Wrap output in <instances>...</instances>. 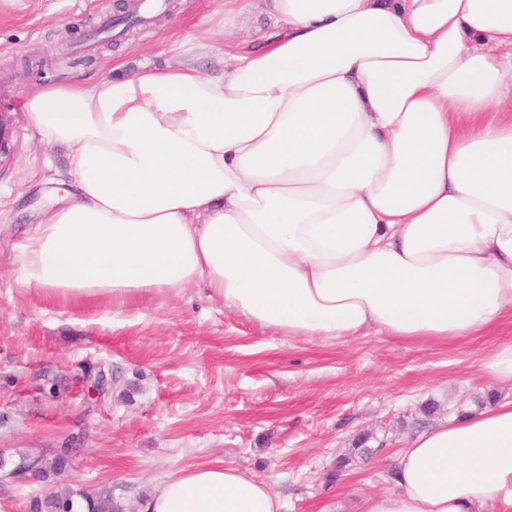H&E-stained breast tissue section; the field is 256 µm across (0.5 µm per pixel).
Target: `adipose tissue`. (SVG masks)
<instances>
[{
    "mask_svg": "<svg viewBox=\"0 0 512 512\" xmlns=\"http://www.w3.org/2000/svg\"><path fill=\"white\" fill-rule=\"evenodd\" d=\"M272 31L26 95L66 150L22 288L165 298L201 283L289 337L425 342L512 318V0H263ZM359 512H512V399L411 439ZM202 463L144 512H283Z\"/></svg>",
    "mask_w": 512,
    "mask_h": 512,
    "instance_id": "1",
    "label": "adipose tissue"
}]
</instances>
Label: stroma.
Segmentation results:
<instances>
[{"mask_svg":"<svg viewBox=\"0 0 512 512\" xmlns=\"http://www.w3.org/2000/svg\"><path fill=\"white\" fill-rule=\"evenodd\" d=\"M117 0H0V453L10 463L77 454L42 481H0V512H29L49 491L112 496L143 512L154 488L220 461L266 481L284 512H358L390 491L406 441L459 412L481 411L484 365L512 342V319L454 342L369 334L293 338L225 310L197 284L124 303L63 299L18 287L17 246L52 201L42 159L66 171L64 149L41 143L23 96L115 65L163 67L195 52L218 0H168L118 44L96 32ZM437 405L432 415L422 407ZM369 435L372 454L357 449Z\"/></svg>","mask_w":512,"mask_h":512,"instance_id":"obj_1","label":"stroma"}]
</instances>
